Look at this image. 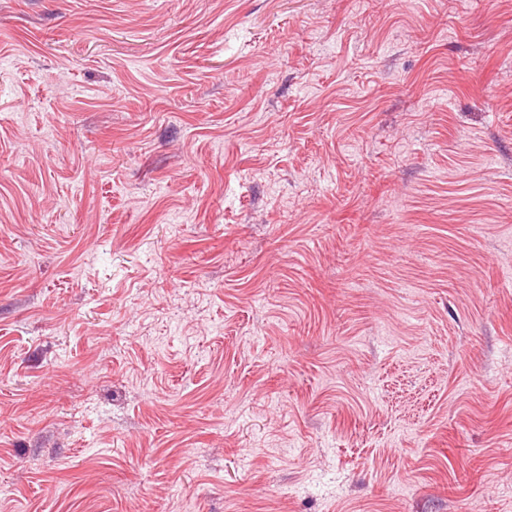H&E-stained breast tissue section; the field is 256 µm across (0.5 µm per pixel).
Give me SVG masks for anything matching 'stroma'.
I'll return each instance as SVG.
<instances>
[{
    "label": "stroma",
    "mask_w": 512,
    "mask_h": 512,
    "mask_svg": "<svg viewBox=\"0 0 512 512\" xmlns=\"http://www.w3.org/2000/svg\"><path fill=\"white\" fill-rule=\"evenodd\" d=\"M0 512H512V0H0Z\"/></svg>",
    "instance_id": "obj_1"
}]
</instances>
